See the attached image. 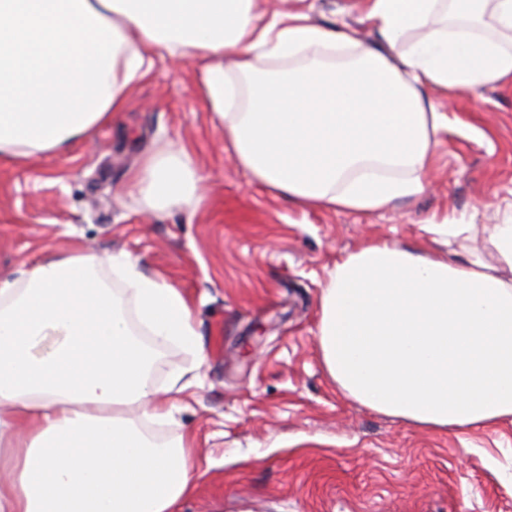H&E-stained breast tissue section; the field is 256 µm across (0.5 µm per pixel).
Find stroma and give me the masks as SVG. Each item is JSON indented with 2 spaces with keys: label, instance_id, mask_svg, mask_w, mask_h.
Listing matches in <instances>:
<instances>
[{
  "label": "stroma",
  "instance_id": "stroma-1",
  "mask_svg": "<svg viewBox=\"0 0 512 512\" xmlns=\"http://www.w3.org/2000/svg\"><path fill=\"white\" fill-rule=\"evenodd\" d=\"M379 34L363 0H266ZM430 98L448 119L426 191L382 212L299 208L258 186L209 119L193 70L157 58L112 124L55 156L0 158V276L48 253L125 252L189 299L207 351L159 345L157 387L187 380L173 420L201 477L178 512H512V423L437 430L347 397L314 336L337 260L372 242L442 249L426 222L499 224L512 214V84ZM194 154L209 203L152 212L128 190L159 141Z\"/></svg>",
  "mask_w": 512,
  "mask_h": 512
}]
</instances>
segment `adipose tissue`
Instances as JSON below:
<instances>
[{
    "mask_svg": "<svg viewBox=\"0 0 512 512\" xmlns=\"http://www.w3.org/2000/svg\"><path fill=\"white\" fill-rule=\"evenodd\" d=\"M264 0H0V156L59 153L123 112L155 56L193 63L235 163L303 209L372 213L420 196L447 129L429 90L512 82V0H366L384 41L267 15ZM193 154L145 155L130 192L206 206ZM454 259L367 244L321 290L315 336L350 398L444 429L512 422V220ZM109 263L135 300L100 278ZM204 354L190 303L140 262L79 249L0 277V512H175L197 485L191 434L152 347Z\"/></svg>",
    "mask_w": 512,
    "mask_h": 512,
    "instance_id": "1",
    "label": "adipose tissue"
}]
</instances>
